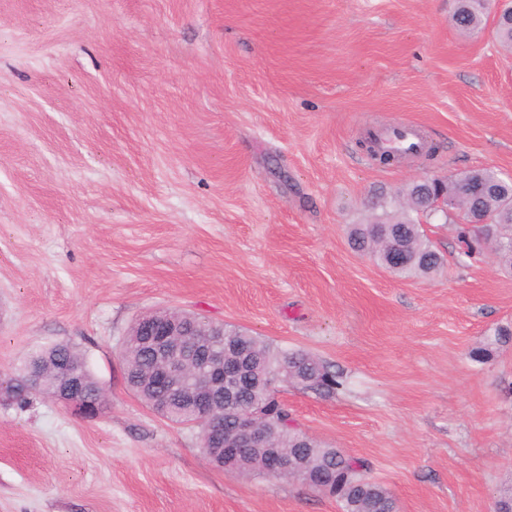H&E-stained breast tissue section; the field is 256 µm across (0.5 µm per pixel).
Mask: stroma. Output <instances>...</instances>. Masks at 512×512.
Returning a JSON list of instances; mask_svg holds the SVG:
<instances>
[{
	"mask_svg": "<svg viewBox=\"0 0 512 512\" xmlns=\"http://www.w3.org/2000/svg\"><path fill=\"white\" fill-rule=\"evenodd\" d=\"M456 0H0V375L57 342L109 394L82 418L0 401V512H340L298 481L213 465L147 407L122 344L178 310L343 373L282 384L311 437L368 465L400 512H493L512 483V273L445 259L401 280L348 225L381 188L512 175V52ZM420 127L435 158L357 142ZM485 348L483 360L472 357ZM489 0H461L452 17L453 26L472 37L482 31L490 16Z\"/></svg>",
	"mask_w": 512,
	"mask_h": 512,
	"instance_id": "obj_1",
	"label": "stroma"
}]
</instances>
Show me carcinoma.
<instances>
[{"label":"carcinoma","mask_w":512,"mask_h":512,"mask_svg":"<svg viewBox=\"0 0 512 512\" xmlns=\"http://www.w3.org/2000/svg\"><path fill=\"white\" fill-rule=\"evenodd\" d=\"M489 16L490 0H460L452 17V24L462 34L472 37L482 31ZM487 177L492 182L491 192L484 200L472 204L456 197L452 185H441L440 191H448L447 221L453 223V217L458 211L469 204L485 214L495 216L498 226L491 231L484 227L457 226V238L462 246L461 256L475 260L488 251L504 269L512 271V181L501 180L495 170L488 171ZM394 197L398 200L396 204L388 200L385 191L375 196L366 221L350 225L349 244L355 251L383 267L387 254L380 238L385 236L403 246L410 258L407 265L391 270L392 274L401 278L431 277L442 268L444 258L420 224L421 219L428 218V199L422 197L411 184L397 190ZM226 330L255 347L260 355V390L257 395L271 399L274 416L268 421V426L272 434V444L295 452L310 453L312 470L333 478L335 498L341 512H394L393 496L379 482L367 476L363 460L349 454L340 455L336 449L312 437L298 435L283 422L280 404L274 400V396L279 393L275 378L280 374L288 372L292 377L303 381V388L325 394H336L345 389L342 374L307 353L282 352L244 328L228 326ZM211 331L212 322L197 316L194 318L189 339L213 342L221 348L224 347L223 341L211 335ZM137 333L138 326L135 325L123 346L127 381L130 385L150 368V356L141 346V337ZM49 350L88 379L90 389H96L97 379L88 368L83 355L73 346L58 343L49 347ZM192 386L193 372L188 370L182 372L181 379L165 392V397L172 403L167 414V419L171 422L189 425L197 419L185 405V398Z\"/></svg>","instance_id":"carcinoma-1"}]
</instances>
